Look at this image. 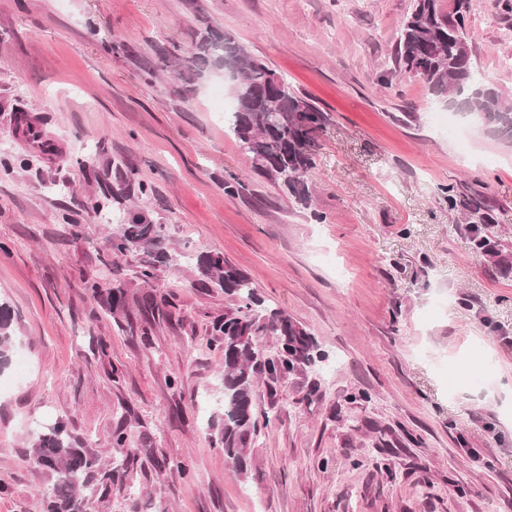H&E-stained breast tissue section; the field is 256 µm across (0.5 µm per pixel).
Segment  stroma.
<instances>
[{
    "mask_svg": "<svg viewBox=\"0 0 512 512\" xmlns=\"http://www.w3.org/2000/svg\"><path fill=\"white\" fill-rule=\"evenodd\" d=\"M412 5L0 0V301L25 362L0 392V512H42L54 480L32 448L59 420L101 458L119 427L135 450L86 512H512V140L413 81L378 84ZM209 28L325 113L310 207L239 151L215 105L233 104L222 66L171 75ZM468 32L481 82L512 99L499 67L512 13L471 0ZM22 110L59 158L17 138ZM135 213L172 257L150 286L145 249L106 245ZM478 231L498 256L473 253ZM203 253L241 268L325 355L259 381L243 475L215 441L210 341L227 300L197 281ZM95 277L122 288L125 313L88 294ZM476 366L485 385L469 382Z\"/></svg>",
    "mask_w": 512,
    "mask_h": 512,
    "instance_id": "35a3bbf8",
    "label": "stroma"
}]
</instances>
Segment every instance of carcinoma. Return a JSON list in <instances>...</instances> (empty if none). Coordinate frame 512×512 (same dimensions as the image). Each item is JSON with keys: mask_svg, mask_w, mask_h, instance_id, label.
<instances>
[{"mask_svg": "<svg viewBox=\"0 0 512 512\" xmlns=\"http://www.w3.org/2000/svg\"><path fill=\"white\" fill-rule=\"evenodd\" d=\"M469 0H414L410 14L400 23L395 67L378 82L389 87L405 76L419 81L428 94L446 100L448 108L494 126L512 138V102L493 87L474 80L472 52L466 29ZM222 56L224 68L232 69L235 107L224 117L240 150L254 171L278 182L297 203L309 204L305 178L314 168L315 133L326 116L301 96L288 81L274 82L275 73L262 61L246 54L227 34L206 31L197 53L184 60L194 67L212 56ZM108 244L114 256L136 248L156 251V262L168 264L161 247L159 228L144 223L140 215L119 224ZM199 280L214 282L224 289L230 303L224 317L214 323L218 350L224 357V422L217 442L224 456L244 474L251 460V437L256 431L253 395L257 374L272 382L294 375L315 362L317 345L307 330L277 309H268L247 275L220 255L197 258ZM11 310L0 305V369L10 364L13 338ZM275 336L283 354L260 359V340ZM123 429L112 435L114 464L140 452L126 447ZM38 466L54 477L46 512H84L82 491L104 499L115 481L114 468L102 469L99 456L69 433L64 422L38 434L34 443Z\"/></svg>", "mask_w": 512, "mask_h": 512, "instance_id": "1", "label": "carcinoma"}]
</instances>
